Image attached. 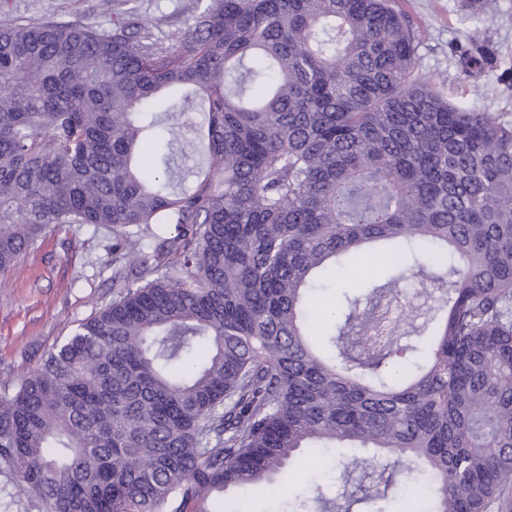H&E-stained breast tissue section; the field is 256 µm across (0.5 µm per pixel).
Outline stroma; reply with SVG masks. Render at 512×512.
Returning <instances> with one entry per match:
<instances>
[{"label":"stroma","instance_id":"stroma-1","mask_svg":"<svg viewBox=\"0 0 512 512\" xmlns=\"http://www.w3.org/2000/svg\"><path fill=\"white\" fill-rule=\"evenodd\" d=\"M196 5L197 0H0V26L18 19H52L108 30L114 15L124 13L144 22L167 46L172 35H183L191 26ZM459 5L460 0H402L421 33L416 74L449 101L512 115V84L500 78L503 69L512 67V0H498L497 10L480 24L464 20ZM474 37L499 66L472 79L460 71L456 57ZM387 264V256L374 249L354 259L339 276L340 288L317 298L314 321L322 322L324 311L340 304L343 289L351 288L359 274L383 276ZM112 293L111 229L74 224L48 233L39 248L0 274V387L36 369L78 322L111 301ZM349 458L344 448L311 451L276 476L279 498L229 492L227 512H287L289 498L304 493V474L313 467L325 474V493L337 506L371 512L362 471L344 480L334 470L336 462Z\"/></svg>","mask_w":512,"mask_h":512}]
</instances>
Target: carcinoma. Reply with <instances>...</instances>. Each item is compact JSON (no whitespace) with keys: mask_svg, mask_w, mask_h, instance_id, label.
<instances>
[{"mask_svg":"<svg viewBox=\"0 0 512 512\" xmlns=\"http://www.w3.org/2000/svg\"><path fill=\"white\" fill-rule=\"evenodd\" d=\"M480 23L490 0H461ZM398 0H206L164 46L0 27V273L50 229H112V301L0 390V477L41 512H216L307 451L372 450L430 512H512V120L415 75ZM474 43L458 65L481 75ZM205 154L141 168L145 142ZM390 259L312 318L322 280ZM436 302L422 360L361 301ZM311 493L289 512H333Z\"/></svg>","mask_w":512,"mask_h":512,"instance_id":"carcinoma-1","label":"carcinoma"}]
</instances>
